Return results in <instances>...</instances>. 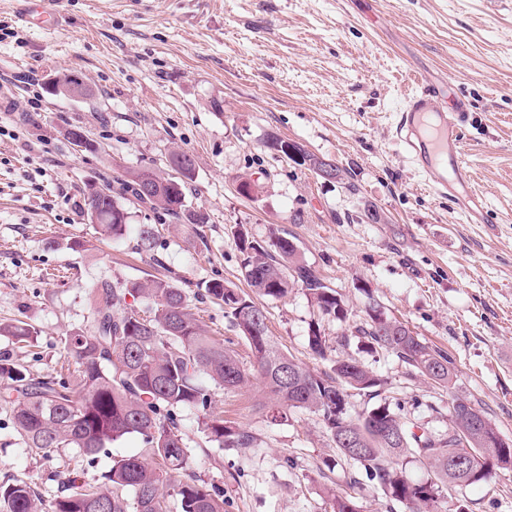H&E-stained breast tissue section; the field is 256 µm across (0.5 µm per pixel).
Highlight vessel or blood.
Segmentation results:
<instances>
[{
  "mask_svg": "<svg viewBox=\"0 0 512 512\" xmlns=\"http://www.w3.org/2000/svg\"><path fill=\"white\" fill-rule=\"evenodd\" d=\"M468 103L438 79L422 81L400 110L397 139L428 186L451 199L472 224L496 223L474 190L464 152L462 126Z\"/></svg>",
  "mask_w": 512,
  "mask_h": 512,
  "instance_id": "b4317fda",
  "label": "vessel or blood"
}]
</instances>
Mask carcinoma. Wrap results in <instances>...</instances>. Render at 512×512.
<instances>
[{
  "mask_svg": "<svg viewBox=\"0 0 512 512\" xmlns=\"http://www.w3.org/2000/svg\"><path fill=\"white\" fill-rule=\"evenodd\" d=\"M169 166L177 176L138 170L116 190L93 187L87 197V215L101 236L120 240L129 233L126 203H138L185 224H205L207 217L188 208L186 179L191 177V155L175 149ZM151 180L152 194L139 192ZM156 230L145 224L138 230L137 251H150ZM235 246L244 277L252 292L281 298L288 288L305 289L319 315L346 318L344 300L325 285L300 257L297 246L284 236L258 241L241 230ZM198 295L224 306L232 325L249 345L253 370L244 368L237 352L209 336L196 319L178 278L102 280L88 290L95 317L90 330L65 338V350L74 360L77 376L57 373L35 376L8 355L0 354V401L9 406L13 429L28 448L48 450L73 460L92 463L109 457L108 467L93 482L78 472H66L57 493L45 501L28 482L17 479L0 485V500L9 512H224V489L186 473L192 449L182 432L183 413L199 414L201 430L220 448H253L256 436L224 423L215 412L216 389H239L253 376L264 386L261 410L274 423L287 411H309L322 422L339 455L360 465L366 479L392 502L408 512H446L445 492L484 482L491 477L480 469L448 470V457L460 446V434L469 431L466 414L455 415L445 434L416 433L408 424L405 407L386 400L353 418L336 414V397L348 390L374 393L377 375L353 360H336L332 373H316L284 352L270 336L265 311L253 298L221 279L197 284ZM27 343L33 331L25 324L0 327V333ZM357 333L372 351H386L419 375L446 386L455 375L448 353L429 346L406 324L373 307ZM312 354L327 356L320 326L308 336ZM348 434L360 452L352 454L340 442ZM135 435L144 451L114 456V443ZM470 448L497 469H512V445L498 448L478 440ZM419 463L427 477L412 480L406 464ZM332 512H357L351 496L331 492Z\"/></svg>",
  "mask_w": 512,
  "mask_h": 512,
  "instance_id": "cac0c4a2",
  "label": "carcinoma"
}]
</instances>
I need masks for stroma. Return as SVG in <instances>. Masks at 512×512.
I'll return each instance as SVG.
<instances>
[{"instance_id":"stroma-1","label":"stroma","mask_w":512,"mask_h":512,"mask_svg":"<svg viewBox=\"0 0 512 512\" xmlns=\"http://www.w3.org/2000/svg\"><path fill=\"white\" fill-rule=\"evenodd\" d=\"M23 0H0V324L23 321L33 344L0 335V352L31 372L67 366L64 338L89 329L87 299L103 279L172 274L193 286L219 277L246 288L234 237L288 234L344 299L346 320L319 319L304 288L258 298L272 335L311 370L355 359L381 396L410 420L448 430V402L470 401L512 442V0H54L31 24ZM78 74L87 95H53L51 79ZM443 76L471 106L464 130L472 182L500 224H472L430 191L396 136L398 112L419 78ZM78 127L88 146L68 137ZM333 160L346 180L326 183L274 155L268 134ZM194 170L186 188L202 228L129 205L132 226L159 230L156 247L104 240L87 217L90 188L139 169L165 174L172 149ZM257 181L255 194L238 190ZM373 206L379 221L364 214ZM453 357L449 386L395 355L369 352L355 330L370 303ZM216 339L243 364L251 351L222 306L192 300ZM320 324L326 358L308 347ZM260 379L216 390L228 424L259 447L218 450L186 412L188 467L224 489L226 512H331L360 466L340 461L312 413L270 423ZM60 460L24 447L0 403V484L24 479L55 493ZM469 512H512V469L453 490Z\"/></svg>"}]
</instances>
